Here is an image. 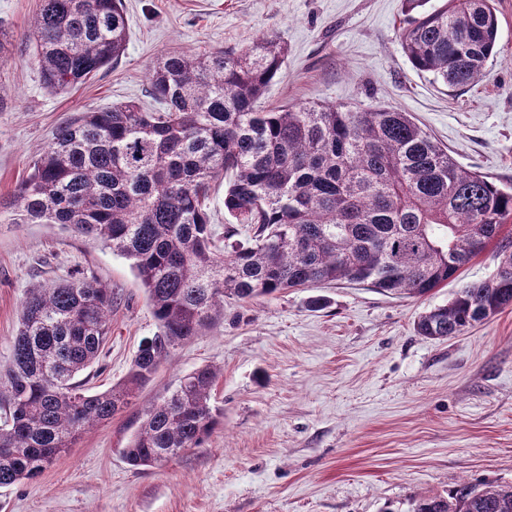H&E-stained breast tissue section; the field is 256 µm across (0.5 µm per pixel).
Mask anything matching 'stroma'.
Wrapping results in <instances>:
<instances>
[{"instance_id": "35a3bbf8", "label": "stroma", "mask_w": 512, "mask_h": 512, "mask_svg": "<svg viewBox=\"0 0 512 512\" xmlns=\"http://www.w3.org/2000/svg\"><path fill=\"white\" fill-rule=\"evenodd\" d=\"M118 65L53 91L29 37L40 0H0V370L36 283L96 277L114 294L111 334L86 387L127 374L158 330L129 260L56 224H17L7 203L71 113L130 101L153 111L149 71L173 50L241 51L274 36L287 60L264 109L332 103L409 113L466 169L512 186V0H495L496 54L465 89L416 71L401 44L404 0H123ZM487 248L460 278L401 298L340 282L224 302L212 329L177 346L132 405L83 435L36 479L0 488V512H407L464 481L512 484V307L462 335H417L415 319L488 277ZM323 298V307L311 304ZM224 415L203 447L153 467L122 455L145 409L202 366Z\"/></svg>"}]
</instances>
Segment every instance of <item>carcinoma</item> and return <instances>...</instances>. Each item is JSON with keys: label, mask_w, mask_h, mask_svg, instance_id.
I'll list each match as a JSON object with an SVG mask.
<instances>
[{"label": "carcinoma", "mask_w": 512, "mask_h": 512, "mask_svg": "<svg viewBox=\"0 0 512 512\" xmlns=\"http://www.w3.org/2000/svg\"><path fill=\"white\" fill-rule=\"evenodd\" d=\"M493 0H443L411 21L412 67L451 88L481 77L496 53ZM29 36L44 84L64 91L126 50L122 0H41ZM286 47L265 37L236 52L170 51L149 73L162 105L136 102L70 115L36 154L9 207L15 224H58L132 260L159 331L126 377L90 394L79 376L110 334L112 289L69 278L28 289L12 359L0 374V487L37 478L90 427L128 407L176 346L238 301L347 280L425 296L488 247L499 263L422 313L418 335L459 336L512 306V189L469 171L406 112L334 105L261 111ZM252 244L212 238L211 184ZM218 371L195 368L148 407L123 449L133 467L199 448L223 421ZM410 512H512V485L464 482L411 501Z\"/></svg>", "instance_id": "1"}]
</instances>
